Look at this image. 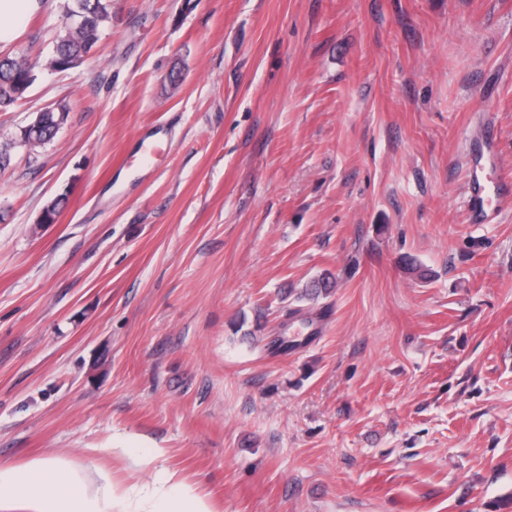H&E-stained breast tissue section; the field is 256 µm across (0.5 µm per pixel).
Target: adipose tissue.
<instances>
[{"instance_id":"ef3b65f1","label":"adipose tissue","mask_w":512,"mask_h":512,"mask_svg":"<svg viewBox=\"0 0 512 512\" xmlns=\"http://www.w3.org/2000/svg\"><path fill=\"white\" fill-rule=\"evenodd\" d=\"M41 6V0H0V47L18 40ZM0 512H212V507L207 495L173 474L125 483L99 469L90 480L62 459L37 458L21 467L0 465Z\"/></svg>"}]
</instances>
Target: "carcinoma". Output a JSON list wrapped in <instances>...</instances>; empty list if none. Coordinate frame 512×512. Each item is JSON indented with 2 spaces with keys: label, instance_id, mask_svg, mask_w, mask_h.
Listing matches in <instances>:
<instances>
[{
  "label": "carcinoma",
  "instance_id": "carcinoma-1",
  "mask_svg": "<svg viewBox=\"0 0 512 512\" xmlns=\"http://www.w3.org/2000/svg\"><path fill=\"white\" fill-rule=\"evenodd\" d=\"M111 21L112 0H64L59 25L52 34L48 67L60 72L78 67ZM35 80L34 65L27 59L0 55V111L6 112L24 99ZM67 112L62 103L39 109L22 129V145L47 144L61 129V115Z\"/></svg>",
  "mask_w": 512,
  "mask_h": 512
}]
</instances>
